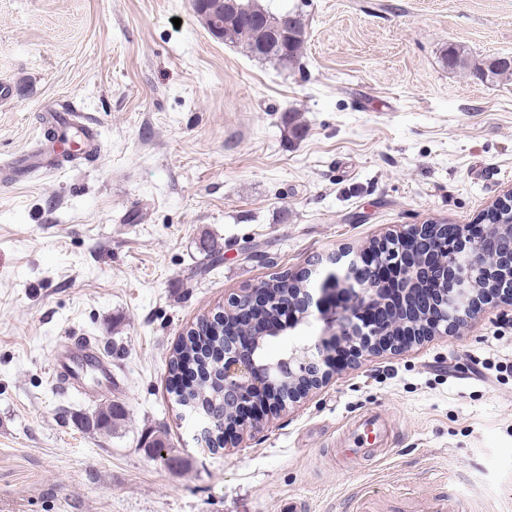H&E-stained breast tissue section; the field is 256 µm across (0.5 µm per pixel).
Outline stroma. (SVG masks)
<instances>
[{"mask_svg":"<svg viewBox=\"0 0 512 512\" xmlns=\"http://www.w3.org/2000/svg\"><path fill=\"white\" fill-rule=\"evenodd\" d=\"M262 3L304 6L300 67L215 38L191 0H0V158L43 144L65 100L100 131L85 158L0 182V512H512L510 302L341 369L236 447L198 444L169 391L178 340L230 294L393 229L473 223L512 189V82L446 59L512 57V0ZM68 336L110 367L66 390ZM107 400L122 429L83 431ZM371 410L391 450L339 463ZM161 432L163 454L143 448Z\"/></svg>","mask_w":512,"mask_h":512,"instance_id":"obj_1","label":"stroma"}]
</instances>
